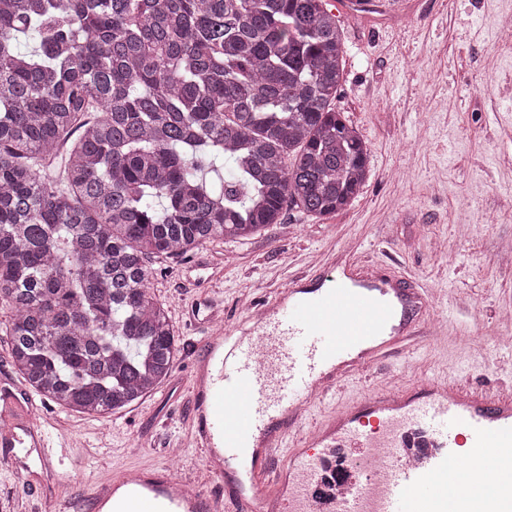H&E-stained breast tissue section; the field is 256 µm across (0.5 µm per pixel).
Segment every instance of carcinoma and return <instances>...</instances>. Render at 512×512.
<instances>
[{"label":"carcinoma","mask_w":512,"mask_h":512,"mask_svg":"<svg viewBox=\"0 0 512 512\" xmlns=\"http://www.w3.org/2000/svg\"><path fill=\"white\" fill-rule=\"evenodd\" d=\"M343 46L324 0H0V304L40 402L114 414L169 377L151 259L352 205Z\"/></svg>","instance_id":"carcinoma-1"}]
</instances>
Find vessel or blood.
<instances>
[{
  "label": "vessel or blood",
  "mask_w": 512,
  "mask_h": 512,
  "mask_svg": "<svg viewBox=\"0 0 512 512\" xmlns=\"http://www.w3.org/2000/svg\"><path fill=\"white\" fill-rule=\"evenodd\" d=\"M425 289L363 262L300 276L207 337L190 380L195 441L224 483L207 496L170 471H127L88 506L116 512H512V396L441 377L385 387L299 433L312 402L413 335ZM455 493H448V486Z\"/></svg>",
  "instance_id": "b4317fda"
}]
</instances>
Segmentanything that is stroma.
Instances as JSON below:
<instances>
[{
    "mask_svg": "<svg viewBox=\"0 0 512 512\" xmlns=\"http://www.w3.org/2000/svg\"><path fill=\"white\" fill-rule=\"evenodd\" d=\"M330 10L346 54L337 111L370 149V176L353 204L325 220L290 210L243 241L214 242L184 259L153 260V294L165 302L178 347L170 377L122 412L91 417L40 405L70 437L76 465L44 467L36 449L0 447V512H78L112 473L172 466L208 494L193 443L192 363L208 323H240L245 308L316 264L372 261L426 288L428 331L397 380L459 379L512 394V347H497L512 311V0H373ZM495 58L485 68L486 58ZM386 366L356 375L314 404L316 421L389 384Z\"/></svg>",
    "mask_w": 512,
    "mask_h": 512,
    "instance_id": "1",
    "label": "stroma"
}]
</instances>
